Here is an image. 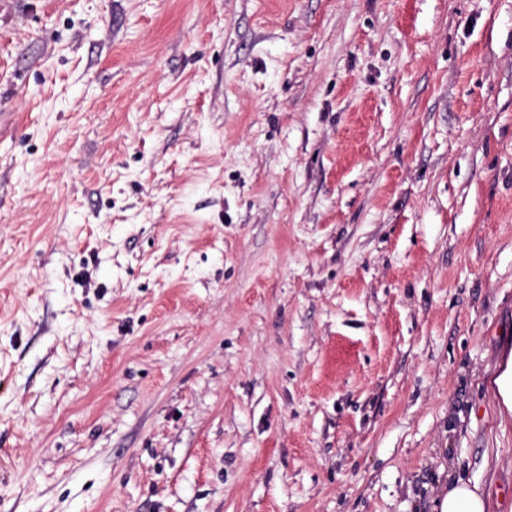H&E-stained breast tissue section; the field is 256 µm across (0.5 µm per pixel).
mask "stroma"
Here are the masks:
<instances>
[{"instance_id":"obj_1","label":"stroma","mask_w":512,"mask_h":512,"mask_svg":"<svg viewBox=\"0 0 512 512\" xmlns=\"http://www.w3.org/2000/svg\"><path fill=\"white\" fill-rule=\"evenodd\" d=\"M512 0H0V512H512ZM491 389L501 415L512 416V352L501 364L498 374L492 381ZM489 499L476 485L456 480L436 499L435 512H491Z\"/></svg>"}]
</instances>
